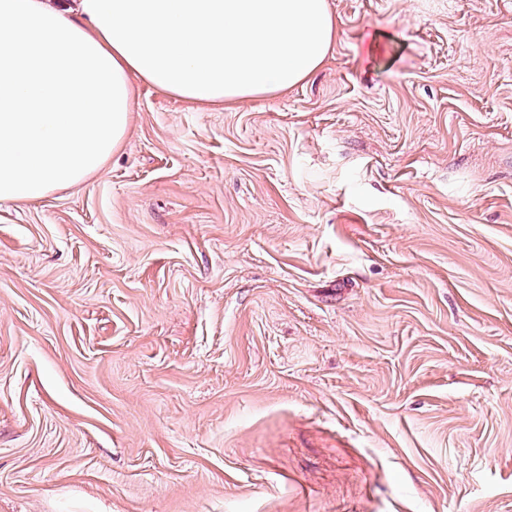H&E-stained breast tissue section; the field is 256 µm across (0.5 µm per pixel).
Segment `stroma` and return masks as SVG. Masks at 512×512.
<instances>
[{
	"label": "stroma",
	"instance_id": "stroma-1",
	"mask_svg": "<svg viewBox=\"0 0 512 512\" xmlns=\"http://www.w3.org/2000/svg\"><path fill=\"white\" fill-rule=\"evenodd\" d=\"M329 2L0 202V512H512V0Z\"/></svg>",
	"mask_w": 512,
	"mask_h": 512
}]
</instances>
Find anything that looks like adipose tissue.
<instances>
[{
  "label": "adipose tissue",
  "instance_id": "ef3b65f1",
  "mask_svg": "<svg viewBox=\"0 0 512 512\" xmlns=\"http://www.w3.org/2000/svg\"><path fill=\"white\" fill-rule=\"evenodd\" d=\"M336 36L328 0H0V201L101 173L138 82L239 103L304 82Z\"/></svg>",
  "mask_w": 512,
  "mask_h": 512
}]
</instances>
